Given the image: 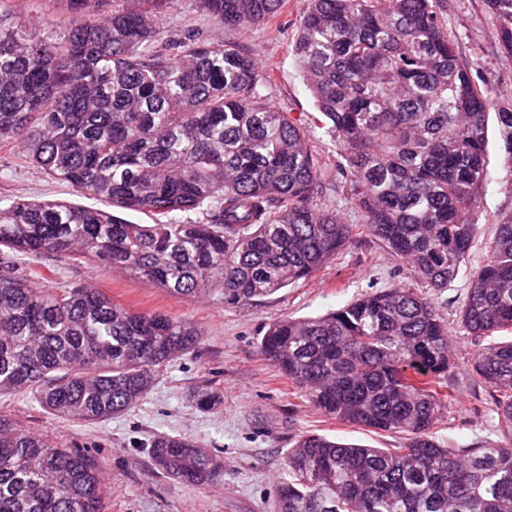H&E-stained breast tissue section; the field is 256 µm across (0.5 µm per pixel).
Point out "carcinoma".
I'll return each mask as SVG.
<instances>
[{
  "label": "carcinoma",
  "mask_w": 512,
  "mask_h": 512,
  "mask_svg": "<svg viewBox=\"0 0 512 512\" xmlns=\"http://www.w3.org/2000/svg\"><path fill=\"white\" fill-rule=\"evenodd\" d=\"M58 41L0 26V142L39 172L127 211L16 197L0 205V247L77 256L175 296L239 304L301 280L336 256L352 228L315 207L320 173L306 130L268 104L269 75L226 38H176L152 3L52 0ZM227 30L278 15L284 0H200ZM512 56V0H484ZM446 0H310L292 53L328 130L344 145L349 202L371 234L441 292L464 272L472 214L489 177L488 120L512 161V104L474 80L448 35ZM193 212L195 220L181 213ZM460 323L472 375L492 389L512 433V219L467 272ZM180 319L136 313L88 286H34L0 263V394L29 392L54 415L98 422L150 391L158 371L197 349ZM448 326L406 285L314 318L272 322L262 357L328 417L406 434L398 448L301 436L277 512H512V445L445 448L431 435L453 366ZM201 410L216 406L207 388ZM162 473L191 484L224 460L184 436L149 442ZM94 456L0 415V512H104Z\"/></svg>",
  "instance_id": "cac0c4a2"
}]
</instances>
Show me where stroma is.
<instances>
[{"instance_id": "obj_1", "label": "stroma", "mask_w": 512, "mask_h": 512, "mask_svg": "<svg viewBox=\"0 0 512 512\" xmlns=\"http://www.w3.org/2000/svg\"><path fill=\"white\" fill-rule=\"evenodd\" d=\"M10 25L36 40L63 33L62 15L52 0H13ZM446 23L457 53L470 63L476 82L512 101V58L502 55L495 27L483 0H447ZM308 0H286L274 21L237 32L269 70L270 104L289 113L308 134L309 148L321 171L316 208L336 212L353 225L354 237L336 257L307 280L251 301L228 305L223 296L180 297L129 274L96 267L81 258L45 255L32 258L0 252L27 280L47 288L84 284L100 289L114 304L143 313H162L194 326L198 348L159 372L150 393L137 406L98 423L63 420L30 394L0 396V414L22 428L55 441L85 448L98 458L109 487L105 512H273L274 493L288 482L285 457L296 439L314 433L346 443L395 448L402 435L331 419L318 412L304 389L266 361L258 345L267 326L288 316L310 318L342 307L367 292L412 283L409 266L367 230L362 213L348 201L349 186L336 135L318 120L314 100L291 48L297 22ZM158 15L173 35L191 34L208 42L225 37L224 27L207 14L199 0H164ZM490 179L473 215L474 246L468 265L482 264L496 226L512 218V164L489 132ZM53 200L110 210L102 198L83 195L70 184L47 178L25 153L0 145V203L16 196ZM467 293L458 279L434 302L448 324L455 365L447 388L453 401L433 428L444 446L500 448L512 445L501 431L489 388L473 378L467 355L472 344L458 321ZM219 395L210 410L197 409L194 391ZM187 436L224 461V478L213 484H190L163 474L154 465L149 441L158 434Z\"/></svg>"}]
</instances>
